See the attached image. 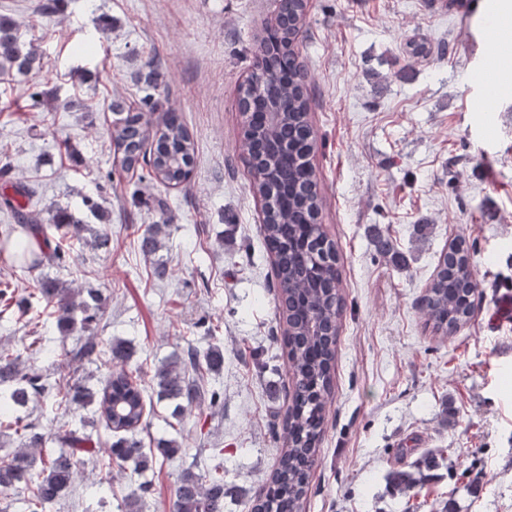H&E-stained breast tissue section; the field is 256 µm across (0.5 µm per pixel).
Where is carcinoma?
I'll return each mask as SVG.
<instances>
[{
  "mask_svg": "<svg viewBox=\"0 0 512 512\" xmlns=\"http://www.w3.org/2000/svg\"><path fill=\"white\" fill-rule=\"evenodd\" d=\"M305 0H278L281 23L269 29L256 46L263 72L253 75L239 98V112L251 114L242 128L240 153L250 166L254 194L270 200L263 224L265 250L276 258V288L286 372L292 380L291 403L276 438L282 443L277 467L269 481L250 497L248 512H302L309 476L316 462L324 429L327 396L333 385L338 320L344 308L333 242L314 227L322 204L318 182L310 162L316 135L309 122L311 110L305 94L307 73L300 60ZM37 57L33 41L24 40L17 23L0 15V68L29 73ZM139 107L121 103L111 106L110 129L113 166L106 174H131L138 182L148 179L165 186L189 180L195 142L182 117L173 110L154 116V91L161 72L148 66ZM31 196L26 184L15 178L6 149L0 150V202L10 209L28 237L42 249L37 256L24 241L14 245L15 256L28 272L48 266L61 272L71 267L69 251L57 240L68 234L92 249H110L112 237L105 225L91 229L68 207L55 208L47 224L23 217L21 200ZM89 233L86 238L83 233ZM168 224H151L139 235V250L146 258L165 245ZM35 292L53 305L61 340L76 331L87 332L105 313L109 297L93 290L72 287L57 276L36 277ZM478 288L466 241L451 242L436 276L422 299V310L436 332L455 331L475 314ZM134 354L132 343L121 338L103 339L93 334L63 350L67 365L77 373L84 366L104 362L110 368L101 387L89 384L91 376L77 375L61 385L30 358L17 351L0 349V428L14 430L19 446L0 457V494L23 489L27 512H48L78 480V453L92 446L98 427L107 428L113 439L110 458L133 464L141 474L153 466L156 455L165 458L186 453L176 438L160 439L145 448L139 434L147 426V389L157 400L178 404L180 411L199 407L205 399L201 379L220 374L224 350L217 345L202 352L190 345L184 354L166 360L146 387L138 370L128 368ZM52 395L62 396L64 411L80 414L79 424L54 432L28 419L29 404ZM444 455L437 448L419 454L407 465L391 470L393 489L411 499L419 494ZM224 450L210 465L182 470L175 489L173 512H224V498L231 489L224 484Z\"/></svg>",
  "mask_w": 512,
  "mask_h": 512,
  "instance_id": "obj_1",
  "label": "carcinoma"
}]
</instances>
